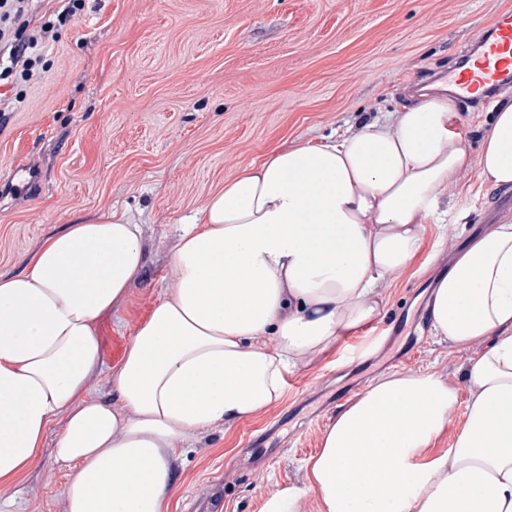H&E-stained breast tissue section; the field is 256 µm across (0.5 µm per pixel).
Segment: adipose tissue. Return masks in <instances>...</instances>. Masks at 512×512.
<instances>
[{
	"instance_id": "1",
	"label": "adipose tissue",
	"mask_w": 512,
	"mask_h": 512,
	"mask_svg": "<svg viewBox=\"0 0 512 512\" xmlns=\"http://www.w3.org/2000/svg\"><path fill=\"white\" fill-rule=\"evenodd\" d=\"M460 121L443 84L393 122L274 150L225 182L183 226L176 286L137 327L108 400L89 387L96 324L140 276L141 229L109 214L45 239L0 278V487L59 419L64 512H168L179 443L259 417L300 361L376 320L378 282L412 263L445 189L473 168L512 185V99L494 104L478 152ZM430 316L443 339L483 347L461 385L380 377L331 419L303 487L268 493L261 512H306L311 495L319 512H512V224L456 255ZM464 391L451 445L433 451Z\"/></svg>"
}]
</instances>
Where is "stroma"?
I'll return each instance as SVG.
<instances>
[{"label":"stroma","instance_id":"1","mask_svg":"<svg viewBox=\"0 0 512 512\" xmlns=\"http://www.w3.org/2000/svg\"><path fill=\"white\" fill-rule=\"evenodd\" d=\"M512 0H83L44 49L31 81L0 82V276L23 272L66 225L113 212L141 228L140 282L97 321L107 372L136 327L175 285L179 225L242 168L296 141L319 143L361 120L391 118L403 88L447 75L473 34ZM403 272L385 278L373 323L308 358L258 418L184 446L169 512H260L265 495L302 486L306 462L338 407L397 371L460 383L463 350L420 319L439 277L476 235L512 224V188L476 172L445 194ZM65 470L50 450L0 499L20 512H63Z\"/></svg>","mask_w":512,"mask_h":512}]
</instances>
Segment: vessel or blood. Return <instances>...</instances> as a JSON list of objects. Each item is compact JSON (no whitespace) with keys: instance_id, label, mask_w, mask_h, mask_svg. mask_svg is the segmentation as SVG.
Wrapping results in <instances>:
<instances>
[{"instance_id":"obj_1","label":"vessel or blood","mask_w":512,"mask_h":512,"mask_svg":"<svg viewBox=\"0 0 512 512\" xmlns=\"http://www.w3.org/2000/svg\"><path fill=\"white\" fill-rule=\"evenodd\" d=\"M451 86L461 97L477 98L491 89L512 87V11H499L475 41L464 67L454 70Z\"/></svg>"}]
</instances>
